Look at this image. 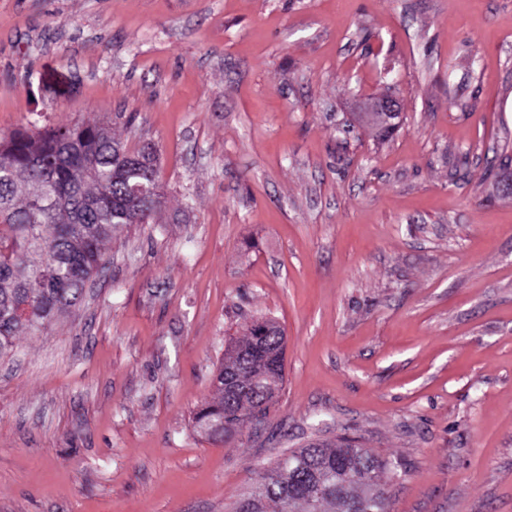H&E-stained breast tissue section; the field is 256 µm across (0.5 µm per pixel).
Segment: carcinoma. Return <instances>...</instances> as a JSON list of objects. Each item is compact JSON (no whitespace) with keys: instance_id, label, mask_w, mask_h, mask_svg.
<instances>
[{"instance_id":"cac0c4a2","label":"carcinoma","mask_w":512,"mask_h":512,"mask_svg":"<svg viewBox=\"0 0 512 512\" xmlns=\"http://www.w3.org/2000/svg\"><path fill=\"white\" fill-rule=\"evenodd\" d=\"M142 151L130 153L109 128L91 123L17 130L0 137V355L21 329L42 332L76 305L86 282L107 269L103 252L117 224H135L152 210L157 169ZM261 323L227 347L214 395L194 415L197 431L214 442L244 425L259 424L269 406L251 391L224 397V363L238 348L261 382L283 378V333L257 340ZM399 463L366 448L337 442L291 452L248 493L249 512H347L349 503L381 495L375 509L388 512L383 476ZM319 478L339 486L315 502L309 484Z\"/></svg>"}]
</instances>
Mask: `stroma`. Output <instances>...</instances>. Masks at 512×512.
I'll list each match as a JSON object with an SVG mask.
<instances>
[{
    "label": "stroma",
    "mask_w": 512,
    "mask_h": 512,
    "mask_svg": "<svg viewBox=\"0 0 512 512\" xmlns=\"http://www.w3.org/2000/svg\"><path fill=\"white\" fill-rule=\"evenodd\" d=\"M88 122L160 205L0 355V512H232L342 437L401 462L391 512H512V0H0V136ZM262 318L279 398L212 444ZM363 116L372 120L390 121L389 116L400 112V102L392 96H385L371 100L366 104ZM260 321L254 322L248 329V334L240 341L234 343V346H228L224 352L219 366L213 378L214 395L205 400L197 409L194 415V426L197 431L214 442H224L228 440L238 430L246 425L260 424L269 411V404L264 401L263 395L258 391H251L236 398H224V389L239 390L241 380L235 375L224 373V363L234 359V352L238 348L244 349L247 354L245 362L250 372L259 380L267 382L269 377H278L283 383L284 371V337L279 327L278 334L274 336H265L264 339L257 341V333L261 331ZM219 368V369H218ZM224 417L227 421L224 437L214 436L207 433L205 424L211 418ZM260 417L262 420H259Z\"/></svg>",
    "instance_id": "obj_1"
}]
</instances>
